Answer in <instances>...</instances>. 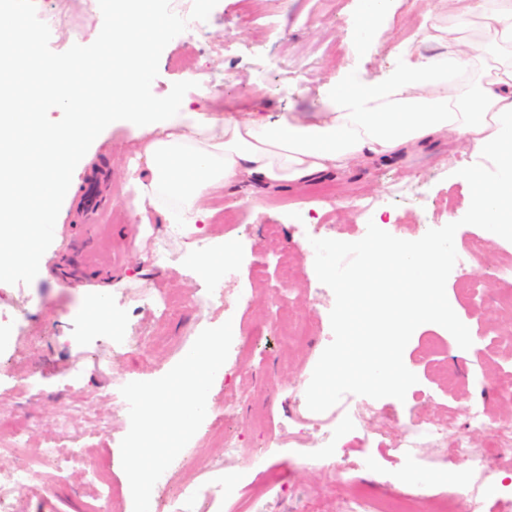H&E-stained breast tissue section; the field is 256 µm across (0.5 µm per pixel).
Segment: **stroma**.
Instances as JSON below:
<instances>
[{"mask_svg": "<svg viewBox=\"0 0 512 512\" xmlns=\"http://www.w3.org/2000/svg\"><path fill=\"white\" fill-rule=\"evenodd\" d=\"M8 5L22 28L38 33L36 55L111 58L109 35L101 28V0L87 8L78 0H9ZM436 6L437 0H419L403 22L390 23L376 35L367 51L350 53L344 41L358 34L353 25L358 0H249L245 5L195 0L199 28L171 30L159 40L139 99L176 110L195 95L186 77L192 71L215 90L209 103L214 112L245 105L272 115H310L321 108L319 87L335 79L339 69L368 79L391 71L396 46L427 24ZM135 148L133 128L121 123L98 127L82 147L86 164L73 167L70 178L78 185L84 175L108 169L103 223L87 228L78 216V197H58L55 234L41 244L35 264L19 277L0 280V316L17 325L11 349L0 355V423L24 426L34 441L53 433L65 418L80 433L92 417L104 426L101 434L86 436L79 464L53 473L40 495L20 494L16 512H90L88 471L103 461L110 464L113 485L122 490L119 499L108 502L107 512H140V502L129 492L126 403L134 400L135 387L167 383L185 351L223 331L225 322L239 330L269 321L275 311L272 259L285 250L296 258L287 312L306 318L311 334L303 345L269 337L246 357L225 347L222 374L206 378L209 409L195 421L192 442L181 441L171 428L139 450L143 457L161 459L168 470V485L154 493L161 512H172L185 480L205 483L220 476L226 479L223 498L202 500L201 512H240L253 487L265 492V512H294L299 506L304 512H339L347 487L321 464L331 451L355 458V480L372 494L445 495L461 483L462 471L447 445L423 444L412 459L391 447H364L363 432L372 424L368 418L357 429L337 427L335 448L327 450L321 432L306 424L311 412L304 390L292 392L288 386L310 373L333 340L335 296L301 259L304 239H362L364 226L349 207L361 197L384 198L380 215L402 225L406 240L455 221L460 224L456 248L484 237V229L461 222L470 185L454 172L471 161L464 144L437 139L412 155L343 173L324 172L302 185L272 188L251 180L235 193H217L209 200L213 222L196 236L192 251L183 239L167 236L162 213L129 209L128 166ZM228 211L238 214L236 224H225ZM89 233L96 252L90 261L72 249ZM218 237L232 242L242 260L225 279L223 299L214 300L200 263ZM511 248L512 242L495 240L468 267L469 279L484 287L477 307L461 301L455 279L446 283L448 301L470 331L471 347L461 349L438 324L420 325L403 353L416 384L404 400H371L372 409L447 418L461 432L467 427L465 409L474 403L485 406L492 418H512V403L501 400L493 384L496 375L512 372V352L491 341L493 332L512 323V315L498 304L502 290L495 282L499 258ZM158 250L169 254L168 262L151 261ZM103 286L109 287L111 307L123 319L131 351L114 352L111 333L98 327L99 317L78 313L86 297ZM163 293L178 300L179 307L162 316L146 299ZM432 339L442 345L452 381L437 377L422 354ZM31 376L38 377V385L22 394ZM220 427L240 440L243 452L232 455L213 442L209 431Z\"/></svg>", "mask_w": 512, "mask_h": 512, "instance_id": "obj_1", "label": "stroma"}]
</instances>
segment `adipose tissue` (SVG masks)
Returning <instances> with one entry per match:
<instances>
[{"instance_id": "adipose-tissue-1", "label": "adipose tissue", "mask_w": 512, "mask_h": 512, "mask_svg": "<svg viewBox=\"0 0 512 512\" xmlns=\"http://www.w3.org/2000/svg\"><path fill=\"white\" fill-rule=\"evenodd\" d=\"M112 13L119 23L112 78L106 105L95 112L80 109L91 65L35 56L28 47L36 32L21 31L15 19L0 23V87L20 76L32 84L56 76L54 103L70 114L64 123L43 120L18 100L0 113V272L27 271L35 257L30 240L56 223L55 200L84 141L115 119L136 129L140 142L144 173L134 180L133 207L166 213L188 235L212 222L205 202L215 190L231 193L251 178L272 187L300 183L403 156L440 137L470 148L473 161L459 172L471 186L470 207L488 238L503 232L512 210V0H448L422 33L437 53H416L412 40L403 41L385 77L342 76L324 90V108L312 119L220 115L203 104L179 112L140 107L136 92L168 25L152 0H115Z\"/></svg>"}]
</instances>
